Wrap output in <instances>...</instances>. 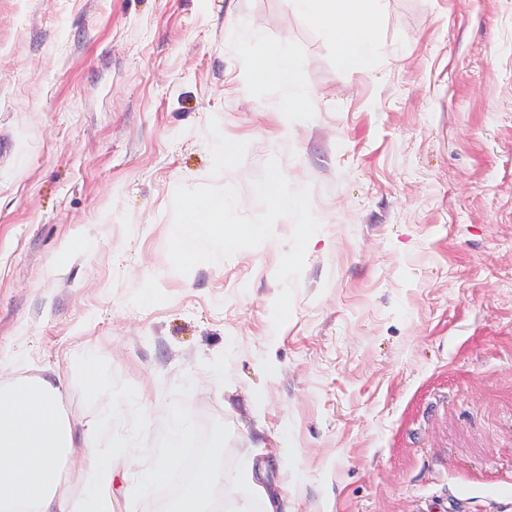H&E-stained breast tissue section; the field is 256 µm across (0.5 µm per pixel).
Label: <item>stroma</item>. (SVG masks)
<instances>
[{
	"instance_id": "1",
	"label": "stroma",
	"mask_w": 512,
	"mask_h": 512,
	"mask_svg": "<svg viewBox=\"0 0 512 512\" xmlns=\"http://www.w3.org/2000/svg\"><path fill=\"white\" fill-rule=\"evenodd\" d=\"M375 34L348 72L287 0H0V356L90 421L99 356L150 446L189 386L290 512H512V0H382ZM279 48L295 111L245 74ZM272 157L321 225L278 330L291 220L185 275L167 253L178 186L254 217Z\"/></svg>"
}]
</instances>
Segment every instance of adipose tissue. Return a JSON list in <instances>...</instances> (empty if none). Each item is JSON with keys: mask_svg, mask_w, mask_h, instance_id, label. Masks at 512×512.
<instances>
[{"mask_svg": "<svg viewBox=\"0 0 512 512\" xmlns=\"http://www.w3.org/2000/svg\"><path fill=\"white\" fill-rule=\"evenodd\" d=\"M289 5L319 25L342 69L359 72L374 65L381 0H289ZM299 66L292 51L279 49L251 62L248 73L278 83L285 107L294 110L310 99L296 78ZM63 401L57 373L14 376L0 365V512H113L112 456L97 448L89 424L71 419ZM265 469L262 463L250 466L244 480L253 489L251 497L226 512H283L282 496L262 480Z\"/></svg>", "mask_w": 512, "mask_h": 512, "instance_id": "obj_1", "label": "adipose tissue"}]
</instances>
